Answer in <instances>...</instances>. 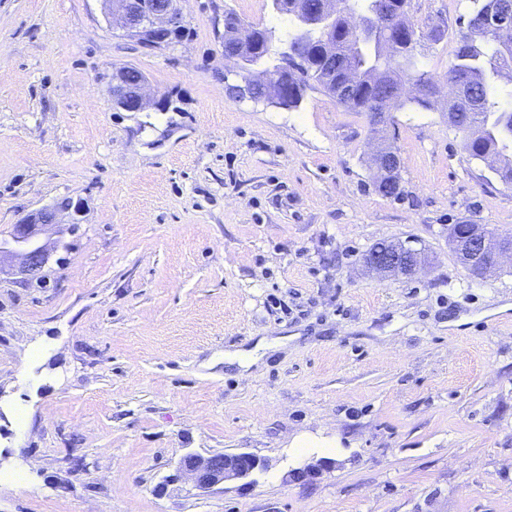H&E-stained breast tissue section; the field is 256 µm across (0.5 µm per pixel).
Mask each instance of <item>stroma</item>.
<instances>
[{
	"instance_id": "1",
	"label": "stroma",
	"mask_w": 512,
	"mask_h": 512,
	"mask_svg": "<svg viewBox=\"0 0 512 512\" xmlns=\"http://www.w3.org/2000/svg\"><path fill=\"white\" fill-rule=\"evenodd\" d=\"M181 38L144 47L100 0H0V237L83 200L44 287L0 277V512H512V265L471 276L462 219L512 234V184L472 158L445 98L389 128L379 194L364 114L307 90L240 96L224 14L272 29L273 0H182ZM472 0H411L444 83ZM148 107L112 105L116 70ZM430 259L380 280L362 255ZM257 352L249 368L225 361ZM339 438L336 450L293 437ZM246 451L247 491L166 484L186 451ZM331 457L310 482L292 469ZM371 160L376 169L375 182L377 185L381 187L390 186L398 190V173L401 169V160L397 149L392 145L374 142ZM361 262L370 272L394 280L415 276L422 263L419 249L400 241L385 240L363 254Z\"/></svg>"
}]
</instances>
